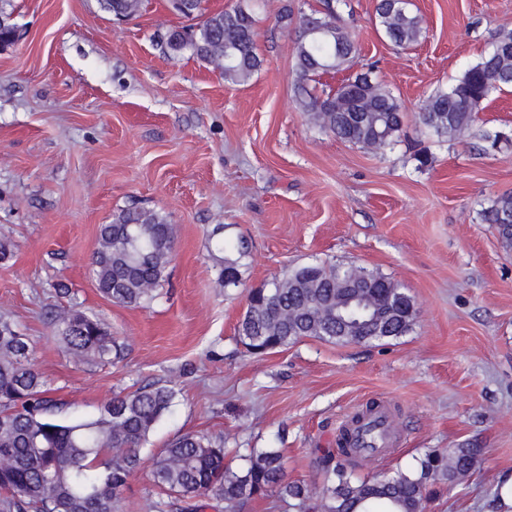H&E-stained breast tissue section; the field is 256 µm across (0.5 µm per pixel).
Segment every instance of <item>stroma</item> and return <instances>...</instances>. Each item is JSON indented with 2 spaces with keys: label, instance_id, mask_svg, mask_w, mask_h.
<instances>
[{
  "label": "stroma",
  "instance_id": "stroma-1",
  "mask_svg": "<svg viewBox=\"0 0 512 512\" xmlns=\"http://www.w3.org/2000/svg\"><path fill=\"white\" fill-rule=\"evenodd\" d=\"M19 39L0 48V314L27 336L32 363L66 418L97 413L117 392L147 384L176 398L142 450L186 433L224 441L239 467L276 448L289 480L319 481L343 413L393 404L402 447L356 467L358 476L415 467L429 451L477 447L476 469L436 483L424 512H512V249L482 212L512 193V87L484 101L457 140L427 132L422 101L477 63L512 0H413L424 37L396 47L376 0H338L356 39L355 69L405 107L402 132L382 151L344 142L311 122L295 98L296 25L286 8L323 0H253L260 69L241 84L191 52L172 53L185 26L166 0H144L118 21L99 0H12ZM501 148L484 151L485 135ZM139 206L176 230L157 297L113 304L90 261L100 225ZM243 241V285L217 284L212 238ZM339 261L398 282L416 309L410 332L368 345L314 338L256 356L236 327L248 289L295 267ZM65 282L69 295L57 294ZM77 308L125 345L123 358L65 352L53 317ZM149 469L128 480L118 512H176Z\"/></svg>",
  "mask_w": 512,
  "mask_h": 512
}]
</instances>
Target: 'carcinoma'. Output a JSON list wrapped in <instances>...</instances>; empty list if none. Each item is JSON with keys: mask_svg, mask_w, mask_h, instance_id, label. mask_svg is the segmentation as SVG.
Wrapping results in <instances>:
<instances>
[{"mask_svg": "<svg viewBox=\"0 0 512 512\" xmlns=\"http://www.w3.org/2000/svg\"><path fill=\"white\" fill-rule=\"evenodd\" d=\"M335 0L324 11L300 16L295 41L299 104L308 118L337 138L373 150L391 145L401 132L403 105L368 75L350 73L357 47L336 23ZM117 18H132L141 0H101ZM181 16L202 15V0H167ZM376 19L399 48L424 34L421 17L409 5L378 0ZM204 16V15H202ZM256 18L238 5L211 12L197 26L169 32L172 52L189 49L203 61L222 60L227 83L247 81L262 65L257 53ZM349 75L320 95L306 88L330 73ZM512 85V29L502 30L480 61L447 90L422 101L419 120L439 137L456 139L469 129L481 103ZM500 243L512 249V193L500 195L483 211ZM174 227L146 208L121 210L100 225L92 256V277L100 294L114 304L143 306L155 298L173 258ZM224 252L219 283L242 284L246 251L220 240ZM237 336L248 352L264 355L312 337L337 344H369L407 334L416 309L391 278L363 267L319 262L294 268L268 286L248 291ZM64 348L92 361L119 359L123 346L97 319L71 308L58 316ZM175 392L146 386L119 392L91 417L64 419L62 403L47 395L31 363L28 339L14 321L0 314V456L11 467L0 472V512H116L128 479L144 464L143 445L171 409ZM346 454L327 450L319 459L321 482L311 487L290 482L281 452H252L234 470L225 463L224 443L185 434L151 459L155 485L190 501L182 512H198L195 499L224 502L225 512H241L253 499L276 495L292 501L295 512H423L427 489L436 481L453 485L477 466L482 449L428 452L415 469L391 476L354 478L336 460Z\"/></svg>", "mask_w": 512, "mask_h": 512, "instance_id": "1", "label": "carcinoma"}]
</instances>
